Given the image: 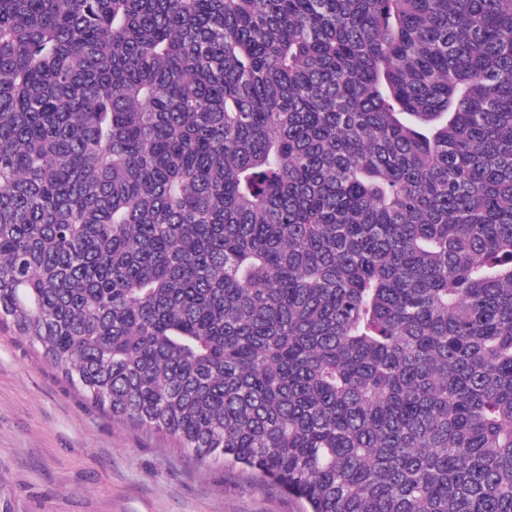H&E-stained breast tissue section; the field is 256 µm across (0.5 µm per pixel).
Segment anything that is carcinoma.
I'll return each instance as SVG.
<instances>
[{"mask_svg":"<svg viewBox=\"0 0 512 512\" xmlns=\"http://www.w3.org/2000/svg\"><path fill=\"white\" fill-rule=\"evenodd\" d=\"M0 324L304 512H512V0H0Z\"/></svg>","mask_w":512,"mask_h":512,"instance_id":"obj_1","label":"carcinoma"}]
</instances>
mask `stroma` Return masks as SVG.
<instances>
[{
  "label": "stroma",
  "mask_w": 512,
  "mask_h": 512,
  "mask_svg": "<svg viewBox=\"0 0 512 512\" xmlns=\"http://www.w3.org/2000/svg\"><path fill=\"white\" fill-rule=\"evenodd\" d=\"M239 469L113 422L0 327V512H302Z\"/></svg>",
  "instance_id": "obj_1"
}]
</instances>
